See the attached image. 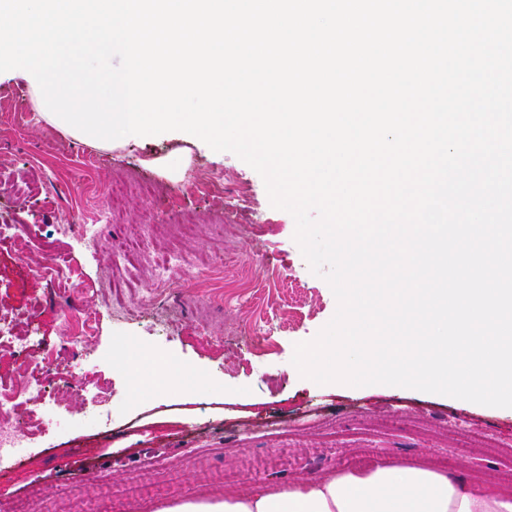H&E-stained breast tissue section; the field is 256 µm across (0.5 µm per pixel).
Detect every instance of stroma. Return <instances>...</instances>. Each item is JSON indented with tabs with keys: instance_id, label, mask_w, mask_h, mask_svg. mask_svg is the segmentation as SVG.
I'll list each match as a JSON object with an SVG mask.
<instances>
[{
	"instance_id": "1",
	"label": "stroma",
	"mask_w": 512,
	"mask_h": 512,
	"mask_svg": "<svg viewBox=\"0 0 512 512\" xmlns=\"http://www.w3.org/2000/svg\"><path fill=\"white\" fill-rule=\"evenodd\" d=\"M216 172L220 193L189 187ZM127 175L151 182L114 211L95 247L61 232L100 203ZM190 215L197 231L179 239L153 234L155 252L177 250L201 259L224 254L216 289L193 271L177 270L165 298L127 313L118 280L150 291V260L128 265L124 253L144 224ZM0 224H21L23 239H0V319L35 315L28 375L44 383L65 419L37 436L22 461L0 478V504L23 499L30 512L51 501L67 512L92 506L112 512L113 499L142 485L158 490L151 512L185 502H219L225 491L320 479L392 458L433 463L470 479L500 483L512 473V410L387 385H320L293 365L296 343L313 339L334 316L329 284L313 274L293 239L295 221L271 206L261 176L233 153L217 155L179 132L145 136L104 149L47 123L19 73L0 75ZM59 263L73 287L56 288L36 268ZM96 312L93 350L108 385L59 387L43 373L46 353L60 371L79 358L66 348L60 308ZM273 328L276 349L241 354L229 328ZM189 372L170 389L161 355Z\"/></svg>"
}]
</instances>
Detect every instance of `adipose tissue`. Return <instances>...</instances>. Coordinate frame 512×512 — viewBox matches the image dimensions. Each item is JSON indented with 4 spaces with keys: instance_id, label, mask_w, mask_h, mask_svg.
<instances>
[{
    "instance_id": "1",
    "label": "adipose tissue",
    "mask_w": 512,
    "mask_h": 512,
    "mask_svg": "<svg viewBox=\"0 0 512 512\" xmlns=\"http://www.w3.org/2000/svg\"><path fill=\"white\" fill-rule=\"evenodd\" d=\"M168 512H512V492L393 458L321 480L229 492L220 502L183 503Z\"/></svg>"
}]
</instances>
